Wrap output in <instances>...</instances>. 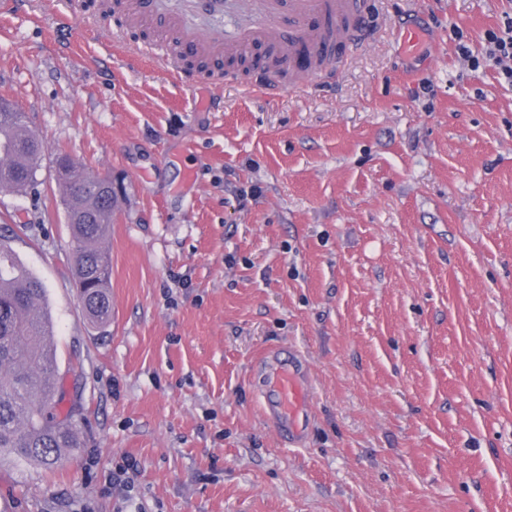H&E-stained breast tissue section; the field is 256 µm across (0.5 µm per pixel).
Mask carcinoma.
<instances>
[{"mask_svg": "<svg viewBox=\"0 0 512 512\" xmlns=\"http://www.w3.org/2000/svg\"><path fill=\"white\" fill-rule=\"evenodd\" d=\"M33 136L22 113L0 112V188L24 191L36 181L44 146ZM74 238L78 243L74 276L88 320L107 324L112 316V264L104 240L117 194L108 176H91L67 154L56 158ZM53 328L46 289L14 250L0 242V453L54 466L63 453L82 447L72 411L62 412L65 398L55 350L47 330Z\"/></svg>", "mask_w": 512, "mask_h": 512, "instance_id": "1", "label": "carcinoma"}]
</instances>
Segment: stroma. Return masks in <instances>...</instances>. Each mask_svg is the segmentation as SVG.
Returning <instances> with one entry per match:
<instances>
[{
	"instance_id": "35a3bbf8",
	"label": "stroma",
	"mask_w": 512,
	"mask_h": 512,
	"mask_svg": "<svg viewBox=\"0 0 512 512\" xmlns=\"http://www.w3.org/2000/svg\"><path fill=\"white\" fill-rule=\"evenodd\" d=\"M362 12L331 79L236 76L197 110L125 58L151 28L94 0L0 17V98L45 146L33 189L0 190V239L47 291L83 437L51 470L1 455L0 512H512V85L466 59L512 0ZM61 152L125 186L101 328ZM274 353L308 376L299 446L261 396Z\"/></svg>"
}]
</instances>
